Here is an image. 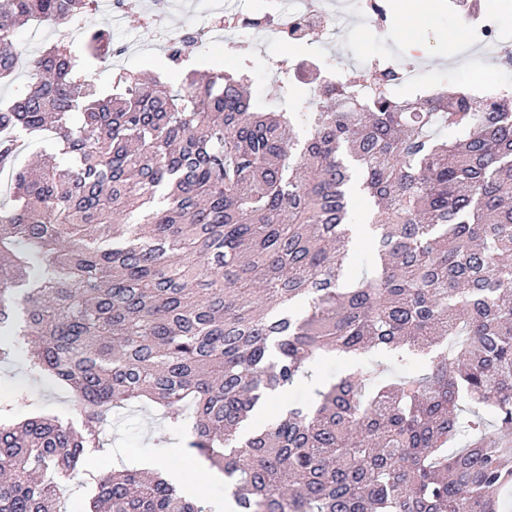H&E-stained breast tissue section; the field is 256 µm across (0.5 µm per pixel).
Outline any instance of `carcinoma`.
Returning a JSON list of instances; mask_svg holds the SVG:
<instances>
[{"label": "carcinoma", "mask_w": 512, "mask_h": 512, "mask_svg": "<svg viewBox=\"0 0 512 512\" xmlns=\"http://www.w3.org/2000/svg\"><path fill=\"white\" fill-rule=\"evenodd\" d=\"M97 0H0V80L36 81L0 107V133H53L12 165L0 136V364L69 388L75 429L0 406V512H60L58 485L88 475L83 512H214L155 472L105 471L112 410L146 399L194 408L193 456L224 475L234 512H502L512 492V88L398 100L377 70L292 112L249 93L251 61L159 77L116 75L57 40L23 57L17 26H63ZM366 199L374 273L356 280L352 188ZM137 216L136 224L121 220ZM371 349L423 375L345 374L242 428L324 356Z\"/></svg>", "instance_id": "cac0c4a2"}]
</instances>
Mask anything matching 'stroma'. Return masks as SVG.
I'll return each mask as SVG.
<instances>
[{
  "label": "stroma",
  "mask_w": 512,
  "mask_h": 512,
  "mask_svg": "<svg viewBox=\"0 0 512 512\" xmlns=\"http://www.w3.org/2000/svg\"><path fill=\"white\" fill-rule=\"evenodd\" d=\"M448 2L435 0L436 8L431 15L414 20L402 10L391 9L385 26L381 28L363 22L357 15H349L346 34L329 46L312 41L287 49L271 41L263 51L256 52L239 47L232 39L215 35L199 49L194 64L200 69L219 64L232 71L242 60L252 61L253 98L269 110L278 112L287 110L291 105L290 98L280 95V79L274 72L276 62L287 52L299 60L324 54L333 58L340 73L349 78L359 75L361 65L385 57L393 65L422 71L433 89L464 91L471 81L482 75L486 60L479 53L468 52L466 45L449 41V29L459 27L460 20L449 11ZM408 23L412 24L414 33L410 41L397 36L399 29ZM78 24L83 29H109L113 43L123 50L121 56L94 65L93 74L99 89H111L112 76L118 70L145 72L160 65L164 59V46L157 41L154 29L146 27L138 14L127 15L121 26L112 25L110 0H100L98 11L79 18ZM376 365L392 374L398 371L393 355L377 350L364 354L351 367L335 358L324 357L315 362L313 369L319 380L324 381L347 374L353 367L361 369ZM0 374L15 387L26 390L32 399L31 404L17 405L10 393L0 394V403L12 408L13 421H21L39 412L79 424L81 409L71 392L45 380H34L28 374L23 359L1 366ZM104 440L105 450L96 461L101 469H141L147 463L159 461L186 469L197 464L187 451L185 430L174 426L161 410L148 403L136 402L114 411Z\"/></svg>",
  "instance_id": "35a3bbf8"
}]
</instances>
